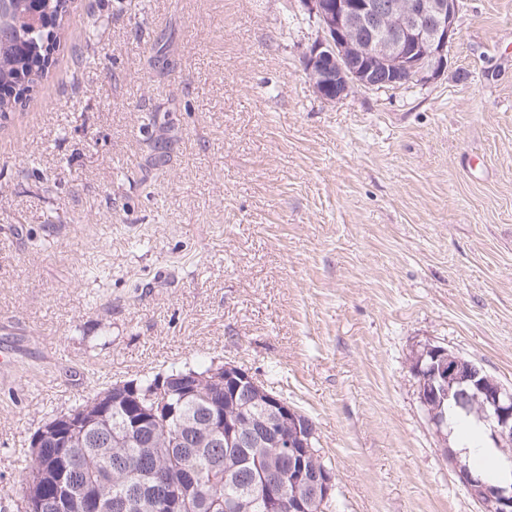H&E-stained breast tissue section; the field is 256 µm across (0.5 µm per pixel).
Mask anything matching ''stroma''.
<instances>
[{"label":"stroma","instance_id":"obj_1","mask_svg":"<svg viewBox=\"0 0 512 512\" xmlns=\"http://www.w3.org/2000/svg\"><path fill=\"white\" fill-rule=\"evenodd\" d=\"M302 0H73L0 116V512L34 431L234 363L316 429L326 512H479L420 405L432 344L512 384V0L438 79L336 102Z\"/></svg>","mask_w":512,"mask_h":512}]
</instances>
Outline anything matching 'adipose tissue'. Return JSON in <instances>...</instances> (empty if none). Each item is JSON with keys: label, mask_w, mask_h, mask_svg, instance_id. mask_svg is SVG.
Masks as SVG:
<instances>
[{"label": "adipose tissue", "mask_w": 512, "mask_h": 512, "mask_svg": "<svg viewBox=\"0 0 512 512\" xmlns=\"http://www.w3.org/2000/svg\"><path fill=\"white\" fill-rule=\"evenodd\" d=\"M454 449L469 458L479 472L500 483L512 481V468L486 440L484 427L470 418H459L452 426Z\"/></svg>", "instance_id": "obj_1"}]
</instances>
